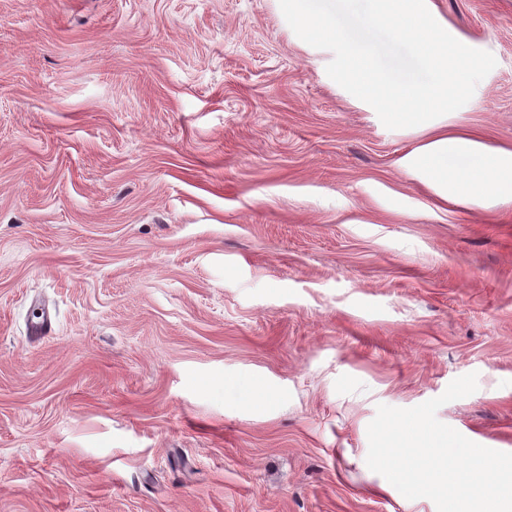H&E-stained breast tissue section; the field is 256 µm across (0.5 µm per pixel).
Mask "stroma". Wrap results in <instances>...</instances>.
<instances>
[{
	"instance_id": "obj_1",
	"label": "stroma",
	"mask_w": 512,
	"mask_h": 512,
	"mask_svg": "<svg viewBox=\"0 0 512 512\" xmlns=\"http://www.w3.org/2000/svg\"><path fill=\"white\" fill-rule=\"evenodd\" d=\"M433 10L497 65L391 130L270 0H0V512H436L367 427L472 372L512 453V197L401 166L512 151V0ZM402 167L445 201L475 203L512 194V152L469 138L437 135L407 155Z\"/></svg>"
}]
</instances>
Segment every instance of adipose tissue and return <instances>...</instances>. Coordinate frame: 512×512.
Returning a JSON list of instances; mask_svg holds the SVG:
<instances>
[{
  "mask_svg": "<svg viewBox=\"0 0 512 512\" xmlns=\"http://www.w3.org/2000/svg\"><path fill=\"white\" fill-rule=\"evenodd\" d=\"M403 168L441 199L474 203L512 194V152L478 141L437 135L402 161Z\"/></svg>",
  "mask_w": 512,
  "mask_h": 512,
  "instance_id": "adipose-tissue-1",
  "label": "adipose tissue"
}]
</instances>
